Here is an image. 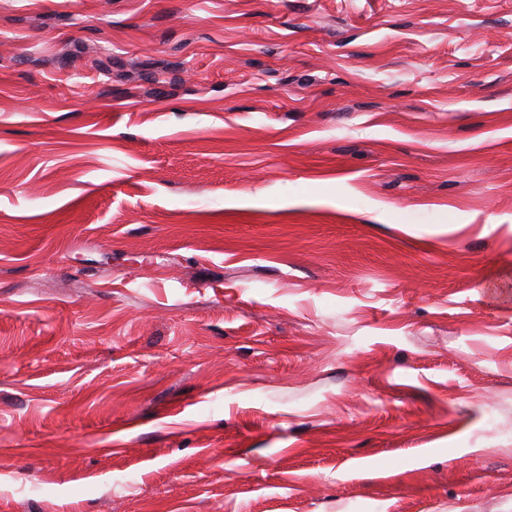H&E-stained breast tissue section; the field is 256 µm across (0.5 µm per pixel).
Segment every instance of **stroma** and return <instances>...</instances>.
Wrapping results in <instances>:
<instances>
[{
	"instance_id": "1",
	"label": "stroma",
	"mask_w": 512,
	"mask_h": 512,
	"mask_svg": "<svg viewBox=\"0 0 512 512\" xmlns=\"http://www.w3.org/2000/svg\"><path fill=\"white\" fill-rule=\"evenodd\" d=\"M0 512H512V0H0Z\"/></svg>"
}]
</instances>
